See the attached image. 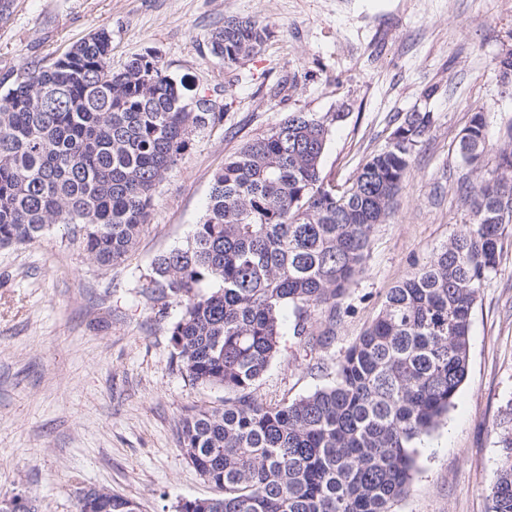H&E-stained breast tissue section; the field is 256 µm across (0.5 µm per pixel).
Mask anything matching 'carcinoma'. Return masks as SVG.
Returning <instances> with one entry per match:
<instances>
[{"mask_svg": "<svg viewBox=\"0 0 512 512\" xmlns=\"http://www.w3.org/2000/svg\"><path fill=\"white\" fill-rule=\"evenodd\" d=\"M269 34L255 20L228 19L210 53L232 67ZM111 56L112 34L100 29L52 61L0 74V247L74 224L98 265L124 261L191 133L224 120L216 98L187 110L189 86L156 52L118 72ZM341 118L290 112L245 143L214 175L192 238L154 260V288L183 303L171 342L186 377L231 393L224 407L182 420V449L221 494L178 512H390L410 483L415 444L464 381L472 310L512 225V121L487 168L482 107L458 142L475 175L464 178V229L387 290L331 384L290 404L256 395L279 351L284 309L304 350L322 343L315 316L334 322L432 125L427 112L406 114L389 144L336 186L321 162ZM499 446L493 512H512V427L501 429ZM78 512H136V504L105 492L90 511L79 501Z\"/></svg>", "mask_w": 512, "mask_h": 512, "instance_id": "1", "label": "carcinoma"}]
</instances>
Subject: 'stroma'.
<instances>
[{"label":"stroma","mask_w":512,"mask_h":512,"mask_svg":"<svg viewBox=\"0 0 512 512\" xmlns=\"http://www.w3.org/2000/svg\"><path fill=\"white\" fill-rule=\"evenodd\" d=\"M268 24L261 50L233 67L209 51L229 18ZM112 33L113 69L156 51L168 73L218 93L224 120L194 131L157 187L129 258L104 268L77 227L0 248V502L77 512L104 489L138 512H177L217 496L181 449L180 421L224 404V390L189 381L173 360L170 327L183 308L160 298L154 258L186 245L203 222L214 174L288 113H341L323 176L344 183L409 112L433 124L365 268L313 354L284 333L256 385L283 404L332 383L347 349L377 318L385 292L425 264L469 220L457 143L484 107L490 146L512 120L498 61L512 54V0H15L0 20V71ZM512 401V228L473 309L467 378L447 416L416 444L406 494L391 512H492L501 450L496 425Z\"/></svg>","instance_id":"1"}]
</instances>
